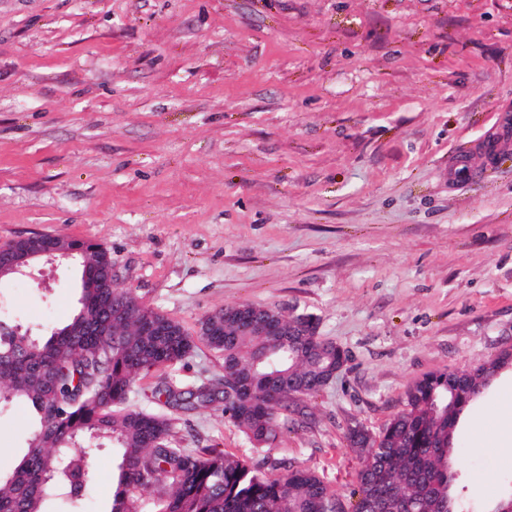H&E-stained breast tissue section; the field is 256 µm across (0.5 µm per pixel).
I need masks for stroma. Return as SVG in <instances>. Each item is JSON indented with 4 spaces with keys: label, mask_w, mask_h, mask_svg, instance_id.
<instances>
[{
    "label": "stroma",
    "mask_w": 512,
    "mask_h": 512,
    "mask_svg": "<svg viewBox=\"0 0 512 512\" xmlns=\"http://www.w3.org/2000/svg\"><path fill=\"white\" fill-rule=\"evenodd\" d=\"M512 0H0V246L33 234L108 249L114 288L193 335L254 303L312 315L348 359L271 452L221 406L165 409L164 384L224 378L192 354L138 380L177 447L316 472L345 512L349 425L380 433L424 375L512 349ZM484 166L455 186L448 165ZM78 273L0 285L32 335L78 307ZM501 372L458 426L454 493L492 512L512 453L478 450L501 420ZM32 419L0 410V471ZM114 451L97 448L86 512H109Z\"/></svg>",
    "instance_id": "35a3bbf8"
}]
</instances>
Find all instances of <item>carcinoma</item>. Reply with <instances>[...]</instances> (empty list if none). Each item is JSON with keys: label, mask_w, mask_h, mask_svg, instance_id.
Wrapping results in <instances>:
<instances>
[{"label": "carcinoma", "mask_w": 512, "mask_h": 512, "mask_svg": "<svg viewBox=\"0 0 512 512\" xmlns=\"http://www.w3.org/2000/svg\"><path fill=\"white\" fill-rule=\"evenodd\" d=\"M109 251L90 245L74 255L79 269H102ZM127 308L110 336H68L97 310L78 309L65 325L38 340L0 318V407L21 403L36 419L26 451L0 474V512H48L59 500L85 512L97 482L94 447L116 450L110 512H324L328 488L313 471L292 468L273 476L218 448L189 451L172 445L171 419L124 406L135 379L190 355L196 339L224 357L234 383L202 382L188 389L164 385L165 405L194 410L224 401V416L257 449L270 451L279 435L306 415L312 379L346 358L317 336L309 315H298L291 337L250 333L229 307L213 312L215 333L195 338L177 321L129 292L100 289V306ZM504 350L465 371L430 374L412 382L404 408L371 442L348 433L359 458L353 512H448L455 509V436L462 414L508 366Z\"/></svg>", "instance_id": "carcinoma-1"}]
</instances>
